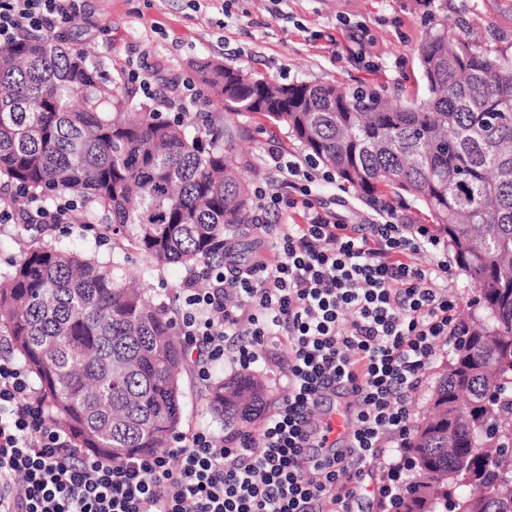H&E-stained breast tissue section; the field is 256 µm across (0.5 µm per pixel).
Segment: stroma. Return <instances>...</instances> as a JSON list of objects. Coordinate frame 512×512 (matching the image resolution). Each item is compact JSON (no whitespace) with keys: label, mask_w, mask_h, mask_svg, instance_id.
<instances>
[{"label":"stroma","mask_w":512,"mask_h":512,"mask_svg":"<svg viewBox=\"0 0 512 512\" xmlns=\"http://www.w3.org/2000/svg\"><path fill=\"white\" fill-rule=\"evenodd\" d=\"M448 19L470 39L512 44V0H448ZM361 29L365 56L351 49L346 27ZM424 28L410 0H86L71 23L74 47L101 62L107 77L128 81L142 69L155 95L194 80L193 64L209 58L285 83L359 81L385 85L401 97L421 85L417 48ZM234 139L258 170L252 186L274 182L264 162L270 142L301 154L299 143L257 115L237 117ZM52 226L0 224V270L23 258L25 242L51 237ZM181 431L207 427L224 432L208 406V393L194 372L181 379Z\"/></svg>","instance_id":"1"}]
</instances>
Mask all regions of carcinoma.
<instances>
[{
    "label": "carcinoma",
    "mask_w": 512,
    "mask_h": 512,
    "mask_svg": "<svg viewBox=\"0 0 512 512\" xmlns=\"http://www.w3.org/2000/svg\"><path fill=\"white\" fill-rule=\"evenodd\" d=\"M447 0H413L425 34L423 93L364 83H282L212 60L194 64L225 117L260 115L362 197L417 204L474 283L454 355L410 442L401 512H512V49L448 26ZM233 133L167 118L63 38L0 45V181L45 204L80 201L116 244L99 259L59 237L31 240L0 272V333L78 448L110 458L167 447L182 421L187 354L165 303L126 283L129 249L155 269L224 261L252 223ZM211 409L227 421L266 405L258 373L215 370ZM465 477L448 479L460 459Z\"/></svg>",
    "instance_id": "obj_1"
}]
</instances>
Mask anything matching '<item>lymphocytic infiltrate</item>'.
<instances>
[{
	"label": "lymphocytic infiltrate",
	"instance_id": "1",
	"mask_svg": "<svg viewBox=\"0 0 512 512\" xmlns=\"http://www.w3.org/2000/svg\"><path fill=\"white\" fill-rule=\"evenodd\" d=\"M84 7L0 0V44L27 31L61 34ZM267 159L288 186L254 190V222L273 260L243 265L228 253L187 275L174 319L202 383L214 361L246 370L268 343L286 345V393L265 413L261 449L249 434L201 428L178 434L172 448L97 455L46 413L26 369L0 357V512H362L370 495L381 512H399L410 399L457 322L451 272L437 258L446 242L390 200L368 223H340L312 199L329 173L277 145ZM74 205H8L0 223L66 224ZM298 208L303 223L267 221ZM425 253L435 257L426 267L417 262ZM338 384L355 396L352 442L312 450V414Z\"/></svg>",
	"mask_w": 512,
	"mask_h": 512
}]
</instances>
